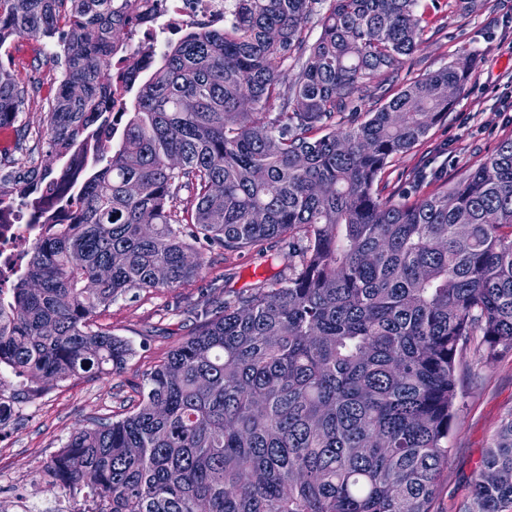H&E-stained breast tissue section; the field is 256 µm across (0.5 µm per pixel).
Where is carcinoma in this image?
<instances>
[{
    "mask_svg": "<svg viewBox=\"0 0 512 512\" xmlns=\"http://www.w3.org/2000/svg\"><path fill=\"white\" fill-rule=\"evenodd\" d=\"M129 2L0 0V126L31 101L12 43L44 41L59 63L45 152L22 179L0 158V207L53 194L0 299V364L39 389L122 370L132 349L97 318L201 276L205 246L295 239L292 274L199 309L133 409L92 419L35 478L89 487L98 512H431L463 352L477 336L481 358L512 351V137L412 202L378 181L475 55L389 97L422 0H236L224 29L183 32L117 95ZM464 512H512V415Z\"/></svg>",
    "mask_w": 512,
    "mask_h": 512,
    "instance_id": "obj_1",
    "label": "carcinoma"
}]
</instances>
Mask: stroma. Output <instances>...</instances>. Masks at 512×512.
I'll list each match as a JSON object with an SVG mask.
<instances>
[{
	"instance_id": "1",
	"label": "stroma",
	"mask_w": 512,
	"mask_h": 512,
	"mask_svg": "<svg viewBox=\"0 0 512 512\" xmlns=\"http://www.w3.org/2000/svg\"><path fill=\"white\" fill-rule=\"evenodd\" d=\"M467 16L451 8L430 14L418 51L404 64L390 91L433 72L456 56L474 53L478 64L458 90L448 114L410 151L395 158L378 187L396 201L414 200L444 184L460 169L494 154L512 136V0H478ZM23 79L47 80L53 66L45 44L22 39L12 47ZM288 241L275 238L248 250L214 248L202 277L174 288L130 294L101 316L126 340L133 357L117 373L72 378L43 393L30 381L5 384L12 417L0 426V504L34 494L51 500L62 489L36 483L34 473L89 419L119 418L139 399L144 379L167 353L191 334L203 299L233 302L260 279L288 278ZM460 370V390L448 441V466L439 478L431 512H461L472 493V476L504 418L512 413V352Z\"/></svg>"
}]
</instances>
